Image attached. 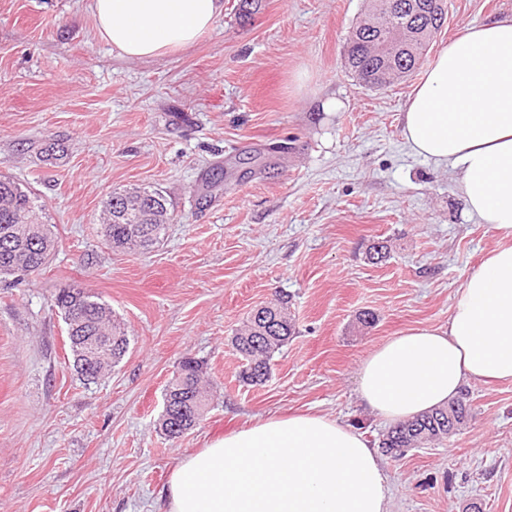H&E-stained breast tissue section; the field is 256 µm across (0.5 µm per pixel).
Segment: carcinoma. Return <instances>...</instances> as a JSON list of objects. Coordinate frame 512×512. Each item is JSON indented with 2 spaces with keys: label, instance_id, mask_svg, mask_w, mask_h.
Here are the masks:
<instances>
[{
  "label": "carcinoma",
  "instance_id": "1",
  "mask_svg": "<svg viewBox=\"0 0 512 512\" xmlns=\"http://www.w3.org/2000/svg\"><path fill=\"white\" fill-rule=\"evenodd\" d=\"M430 2L420 0L423 7L409 15L410 22L426 31L429 38L439 30L429 9L424 7ZM383 35V30L361 22L353 28L346 65L355 78L365 81L386 70L392 79L398 80L418 69L427 45L414 54L386 58L378 51ZM173 220L168 199L157 187H144L136 196L125 190L114 192L104 207L103 236L116 250H147L166 234ZM55 245L49 225L42 222V206L34 194L22 184L0 175V264L21 263L40 272L49 263ZM54 303L59 311L78 315V322L67 325L73 367L82 380L96 382L125 355L128 336L114 319L112 308L83 288L70 285L59 289ZM295 334L286 298L280 297L251 312L231 339L232 348L245 360L241 380L248 385L264 384L270 377L274 354ZM202 375L203 366L197 359L184 357L179 362L177 375L166 384L164 392L168 407L159 430L165 436L181 437L204 413L208 398L201 391ZM469 415L470 405L464 394L446 407L391 425L379 439L378 447L384 455L399 458L411 448H423L456 434Z\"/></svg>",
  "mask_w": 512,
  "mask_h": 512
}]
</instances>
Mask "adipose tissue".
<instances>
[{"label":"adipose tissue","instance_id":"obj_1","mask_svg":"<svg viewBox=\"0 0 512 512\" xmlns=\"http://www.w3.org/2000/svg\"><path fill=\"white\" fill-rule=\"evenodd\" d=\"M103 40L129 59L185 48L224 0H92ZM411 152L455 175L468 211L500 235L447 325L416 327L361 362V402L395 423L446 405L466 382L512 380V17L467 27L436 55L400 115ZM165 512H387L381 458L352 426L273 416L185 454Z\"/></svg>","mask_w":512,"mask_h":512}]
</instances>
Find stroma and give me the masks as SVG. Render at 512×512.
I'll list each match as a JSON object with an SVG mask.
<instances>
[{
    "instance_id": "stroma-1",
    "label": "stroma",
    "mask_w": 512,
    "mask_h": 512,
    "mask_svg": "<svg viewBox=\"0 0 512 512\" xmlns=\"http://www.w3.org/2000/svg\"><path fill=\"white\" fill-rule=\"evenodd\" d=\"M237 3L196 44L132 60L98 36L91 0H0V175L35 194L57 236L46 269L0 279V512H155L183 454L291 412L377 442L387 424L357 395L360 363L406 329L446 325L499 242L454 176L405 144L416 76L375 90L346 69L368 0H263L245 22ZM511 16L512 0H446L427 60L463 27ZM328 97L339 107L321 112ZM216 166L224 182L196 207ZM147 186L173 206L165 238L110 249L106 200ZM67 285L108 304L130 339L94 383L74 371L53 303ZM279 293L297 334L268 381L243 384L231 338ZM186 356L209 406L170 439L163 390ZM464 391L455 435L384 458L388 512H512V382Z\"/></svg>"
}]
</instances>
